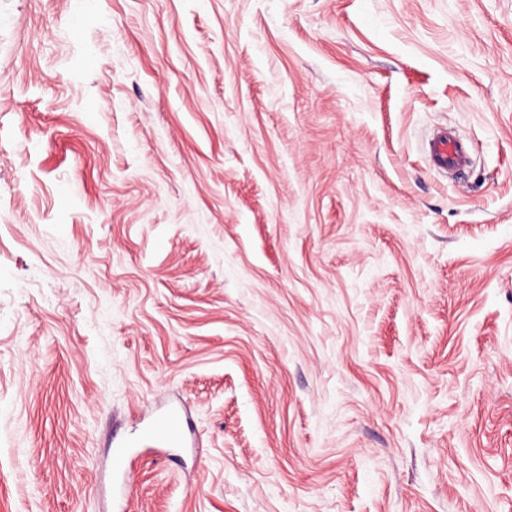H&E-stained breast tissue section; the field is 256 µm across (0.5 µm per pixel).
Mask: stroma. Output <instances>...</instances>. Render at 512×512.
<instances>
[{"instance_id":"obj_1","label":"stroma","mask_w":512,"mask_h":512,"mask_svg":"<svg viewBox=\"0 0 512 512\" xmlns=\"http://www.w3.org/2000/svg\"><path fill=\"white\" fill-rule=\"evenodd\" d=\"M172 406L128 512H512V0H0V512ZM426 152L432 164L444 170H459L470 162L468 147L447 130L434 134L428 140ZM145 439L155 440L168 447L184 444L183 417L179 410L170 409L157 416L146 430Z\"/></svg>"}]
</instances>
